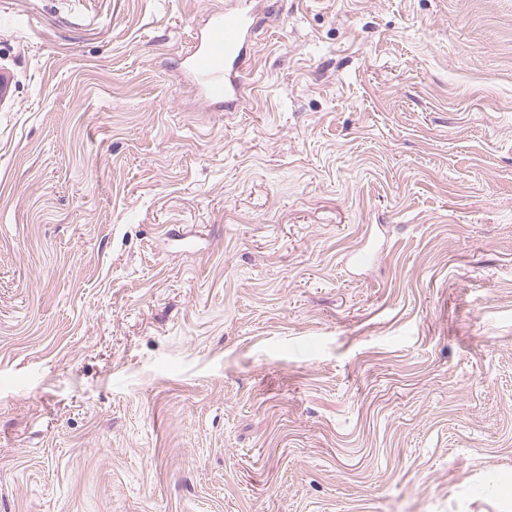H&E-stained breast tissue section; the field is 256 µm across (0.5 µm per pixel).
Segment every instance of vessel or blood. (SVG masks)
<instances>
[{
  "label": "vessel or blood",
  "instance_id": "obj_1",
  "mask_svg": "<svg viewBox=\"0 0 512 512\" xmlns=\"http://www.w3.org/2000/svg\"><path fill=\"white\" fill-rule=\"evenodd\" d=\"M256 27L253 0H234L232 5L207 11L203 28L181 57L185 72L207 102L228 112L237 111L245 102L244 72Z\"/></svg>",
  "mask_w": 512,
  "mask_h": 512
}]
</instances>
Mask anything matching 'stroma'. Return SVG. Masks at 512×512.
Returning <instances> with one entry per match:
<instances>
[{"label": "stroma", "mask_w": 512, "mask_h": 512, "mask_svg": "<svg viewBox=\"0 0 512 512\" xmlns=\"http://www.w3.org/2000/svg\"><path fill=\"white\" fill-rule=\"evenodd\" d=\"M0 0V512H512V0ZM253 2L236 0L231 6L210 8L204 27L180 58L207 102L227 112H236L247 97L245 64L257 27Z\"/></svg>", "instance_id": "1"}]
</instances>
